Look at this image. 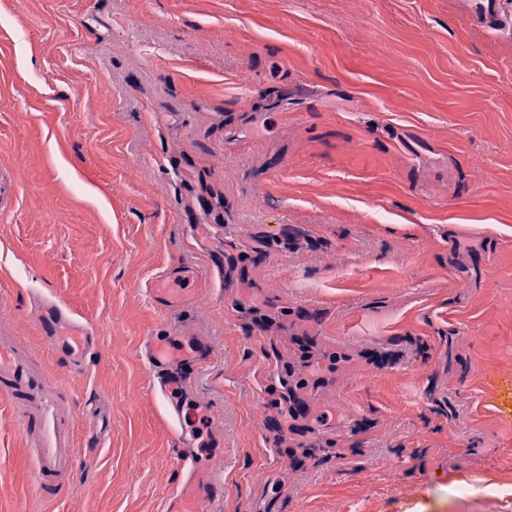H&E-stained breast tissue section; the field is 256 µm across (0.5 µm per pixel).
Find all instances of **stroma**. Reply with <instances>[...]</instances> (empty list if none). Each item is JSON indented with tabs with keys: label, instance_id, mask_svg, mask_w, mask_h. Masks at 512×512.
<instances>
[{
	"label": "stroma",
	"instance_id": "35a3bbf8",
	"mask_svg": "<svg viewBox=\"0 0 512 512\" xmlns=\"http://www.w3.org/2000/svg\"><path fill=\"white\" fill-rule=\"evenodd\" d=\"M476 8L0 0V325L71 400L79 461L38 494L0 400V512H163L182 446L150 332L211 342L184 396L213 512H512V0ZM194 224L223 269L160 309ZM39 291L96 332L82 375L43 347ZM306 348L349 360L294 420Z\"/></svg>",
	"mask_w": 512,
	"mask_h": 512
}]
</instances>
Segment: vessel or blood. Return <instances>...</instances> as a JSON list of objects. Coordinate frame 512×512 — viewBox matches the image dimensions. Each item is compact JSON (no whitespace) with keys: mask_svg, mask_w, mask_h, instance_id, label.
<instances>
[{"mask_svg":"<svg viewBox=\"0 0 512 512\" xmlns=\"http://www.w3.org/2000/svg\"><path fill=\"white\" fill-rule=\"evenodd\" d=\"M217 261L204 265L174 264L152 280L149 293L167 310L185 306L187 289L197 287L217 269ZM46 349L71 371H81L99 347L95 331L65 304L41 296L29 310ZM141 356L155 378V387L170 396L182 367L173 366L162 337L150 335L141 345ZM0 397L6 399L23 429L34 460L33 483L44 495L62 493L76 468L74 413L61 398L45 365L16 337L0 334ZM183 477L165 503V512H205L222 495L217 471L205 467L197 457L183 459Z\"/></svg>","mask_w":512,"mask_h":512,"instance_id":"vessel-or-blood-1","label":"vessel or blood"}]
</instances>
